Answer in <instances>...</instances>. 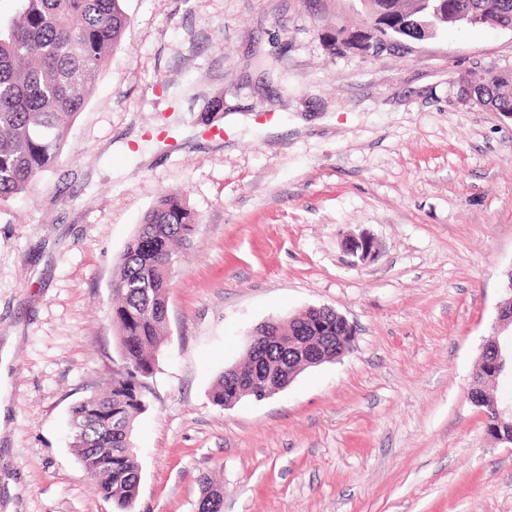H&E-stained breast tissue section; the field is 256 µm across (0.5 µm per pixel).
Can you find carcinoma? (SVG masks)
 Instances as JSON below:
<instances>
[{
	"label": "carcinoma",
	"instance_id": "1",
	"mask_svg": "<svg viewBox=\"0 0 512 512\" xmlns=\"http://www.w3.org/2000/svg\"><path fill=\"white\" fill-rule=\"evenodd\" d=\"M20 18L0 24V203L28 192L56 163L69 121L83 110L111 48L128 18L122 0H20ZM466 20L485 15L512 26V0H468ZM512 112V72L484 70L473 106ZM196 218L185 199L161 195L117 262L112 293L117 304L119 361L103 394L71 410L73 447L89 479L119 512H132L140 471L132 441L134 422L148 406L149 379L167 324V293L177 262L173 244L188 242ZM243 366L219 376L212 402L236 398L233 386L253 370L279 387L336 355V315L309 311L267 324L248 337ZM199 512H224V495L200 478Z\"/></svg>",
	"mask_w": 512,
	"mask_h": 512
}]
</instances>
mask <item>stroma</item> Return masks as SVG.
Returning <instances> with one entry per match:
<instances>
[{"mask_svg": "<svg viewBox=\"0 0 512 512\" xmlns=\"http://www.w3.org/2000/svg\"><path fill=\"white\" fill-rule=\"evenodd\" d=\"M56 166L0 205V512H117L70 446L119 358L118 257L164 193L196 215L136 423L133 512H512V444L468 397L512 268V120L460 97L512 70V30L377 56L327 41L362 0H124ZM220 100L221 111L204 104ZM374 238L355 265L345 238ZM328 306L338 361L221 408L254 328ZM14 492H7V483ZM201 497L199 498L197 509L199 512H223L224 495L215 490L206 477H201Z\"/></svg>", "mask_w": 512, "mask_h": 512, "instance_id": "35a3bbf8", "label": "stroma"}]
</instances>
